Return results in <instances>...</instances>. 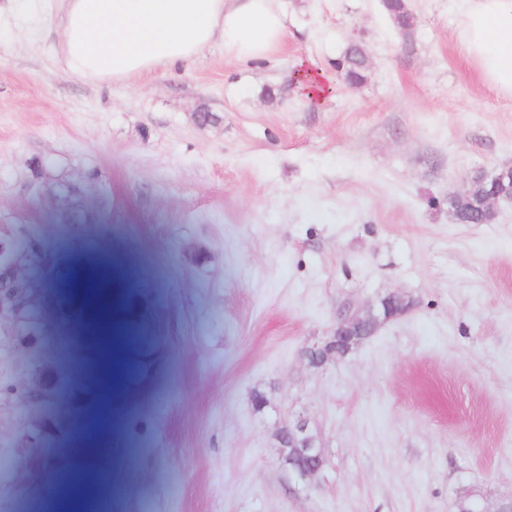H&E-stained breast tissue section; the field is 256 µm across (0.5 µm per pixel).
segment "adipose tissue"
<instances>
[{
  "label": "adipose tissue",
  "instance_id": "1",
  "mask_svg": "<svg viewBox=\"0 0 512 512\" xmlns=\"http://www.w3.org/2000/svg\"><path fill=\"white\" fill-rule=\"evenodd\" d=\"M457 39L484 83L512 97V0H449ZM32 30L56 23L70 73L106 86L170 72L220 45L243 64L288 37L280 0H23Z\"/></svg>",
  "mask_w": 512,
  "mask_h": 512
}]
</instances>
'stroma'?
Masks as SVG:
<instances>
[{
  "instance_id": "stroma-1",
  "label": "stroma",
  "mask_w": 512,
  "mask_h": 512,
  "mask_svg": "<svg viewBox=\"0 0 512 512\" xmlns=\"http://www.w3.org/2000/svg\"><path fill=\"white\" fill-rule=\"evenodd\" d=\"M406 6L407 33L381 0H283L275 61L217 45L112 86L72 75L54 32L0 30V234L41 227L32 341L0 337V512H37L55 493L48 464L72 474L102 453L124 473L112 512H457L469 488L488 512L512 500V205L492 224L448 210L468 177L512 166V99L467 63L448 0ZM354 39L364 82L302 96L298 62L334 77ZM51 178L81 184L85 223L57 221ZM79 235L149 260L147 296L114 316L164 325L114 446L79 425L90 386L53 391L62 319L112 304L50 295L47 262L81 270L53 255ZM390 293L405 313L308 364L340 315ZM299 417L327 460L307 481L281 453Z\"/></svg>"
}]
</instances>
